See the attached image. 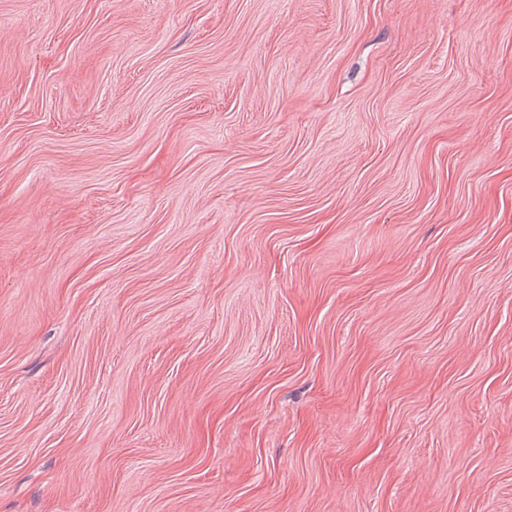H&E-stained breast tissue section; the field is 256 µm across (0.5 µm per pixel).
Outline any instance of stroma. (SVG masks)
Listing matches in <instances>:
<instances>
[{
	"mask_svg": "<svg viewBox=\"0 0 512 512\" xmlns=\"http://www.w3.org/2000/svg\"><path fill=\"white\" fill-rule=\"evenodd\" d=\"M0 512H512V0H0Z\"/></svg>",
	"mask_w": 512,
	"mask_h": 512,
	"instance_id": "obj_1",
	"label": "stroma"
}]
</instances>
